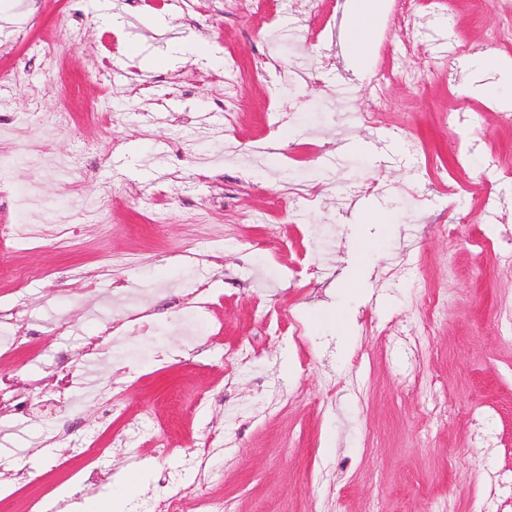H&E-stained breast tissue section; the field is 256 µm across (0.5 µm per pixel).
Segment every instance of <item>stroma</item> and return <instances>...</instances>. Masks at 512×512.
Masks as SVG:
<instances>
[{
	"mask_svg": "<svg viewBox=\"0 0 512 512\" xmlns=\"http://www.w3.org/2000/svg\"><path fill=\"white\" fill-rule=\"evenodd\" d=\"M345 7L0 0V225L32 229L0 238V310L27 300L0 335L38 333L0 359V380L28 398L0 403V482L27 473L0 512L62 487L79 502L123 472L137 477L129 502L168 491L180 512L214 499L224 512H479L502 497L491 477H512V324L498 321L512 235L482 189L512 218V182L496 176L512 169V74L484 61L512 59V43L472 0L413 15L390 4L355 64L336 37ZM408 45L430 69L366 123L373 75ZM232 63L230 126L218 102ZM59 112L69 120L52 126ZM462 207L471 221L449 236ZM376 210L385 222H365ZM141 297L149 329L86 370L90 388L119 386L111 406L68 387L61 355ZM60 320L67 332L51 334ZM130 423L132 446L94 484L57 439L92 432L104 447ZM214 433L222 445L202 447Z\"/></svg>",
	"mask_w": 512,
	"mask_h": 512,
	"instance_id": "obj_1",
	"label": "stroma"
}]
</instances>
